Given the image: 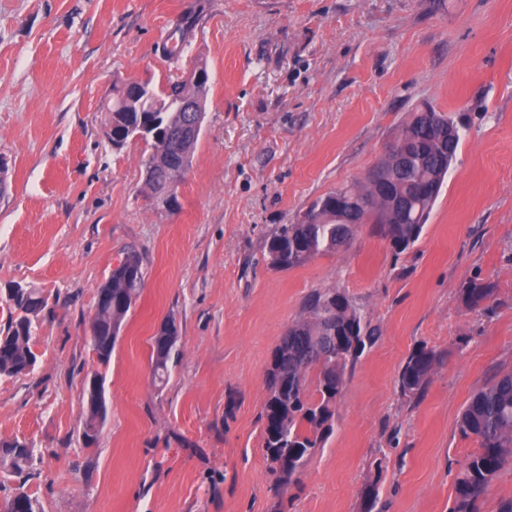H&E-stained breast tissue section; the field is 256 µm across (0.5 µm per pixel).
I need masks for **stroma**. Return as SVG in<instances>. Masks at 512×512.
Here are the masks:
<instances>
[{
	"mask_svg": "<svg viewBox=\"0 0 512 512\" xmlns=\"http://www.w3.org/2000/svg\"><path fill=\"white\" fill-rule=\"evenodd\" d=\"M184 32L179 60L163 45ZM206 65L203 131L154 205L152 149L115 148L103 112L126 82ZM465 127L416 244L393 255L374 225L339 252L277 270L279 225L365 182L422 105ZM0 289H41L33 371L0 376V440L32 444L25 477L44 512H449L478 443L458 420L512 370V0H0ZM144 288L108 364L87 341L97 290L128 250ZM494 283L479 308L460 294ZM336 289L376 339L348 369L332 431L296 481L262 448L265 372L308 294ZM176 356L152 378L154 338ZM440 357L401 394L408 354ZM108 417L85 446L83 384Z\"/></svg>",
	"mask_w": 512,
	"mask_h": 512,
	"instance_id": "1",
	"label": "stroma"
}]
</instances>
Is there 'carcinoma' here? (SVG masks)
Returning <instances> with one entry per match:
<instances>
[{
    "instance_id": "cac0c4a2",
    "label": "carcinoma",
    "mask_w": 512,
    "mask_h": 512,
    "mask_svg": "<svg viewBox=\"0 0 512 512\" xmlns=\"http://www.w3.org/2000/svg\"><path fill=\"white\" fill-rule=\"evenodd\" d=\"M143 85L151 92V102L158 111L141 112L134 104L115 113V122L120 134L149 119L159 120L151 140L153 152L147 160L153 166L147 185L154 191L183 175V158L194 153L198 140L183 143L172 138L181 113L171 108L188 93L185 85L172 77L157 87L149 81ZM450 119L444 112H434L427 124L407 123L393 145L404 147L413 156L412 165L401 171L385 158L378 165L385 192L376 193L370 183L329 192L297 223L277 227L268 243V255L276 259L279 268L292 269L313 257L340 250L351 240L357 223L377 225L382 236H391L394 254L405 252L419 240L461 142V128L451 137L440 134V128L448 127ZM143 283L141 256L130 250L99 287L90 330L99 340L105 362L111 359L115 347L112 337L120 335ZM494 294L491 282L471 280L462 288L463 298L472 308L483 305ZM45 305L40 290L19 289L11 307L23 315L10 318L0 329V376L27 374L34 367L30 315ZM374 341L375 329L345 295L334 289L311 293L304 316L281 337L266 372L268 394L262 420L264 455L282 482H290L301 471L331 432L346 370ZM175 346L174 342L154 344L153 376L161 382L167 376ZM439 361L433 350L424 345L416 347L399 373L401 392L422 393ZM458 428L462 436L476 438L479 448L461 465L450 512H475L478 498L499 471L512 464V370L495 374L472 395ZM34 456L35 448L24 440H0L1 467L20 473ZM16 493L18 496L6 500L13 512H43L39 499L24 486H19Z\"/></svg>"
}]
</instances>
